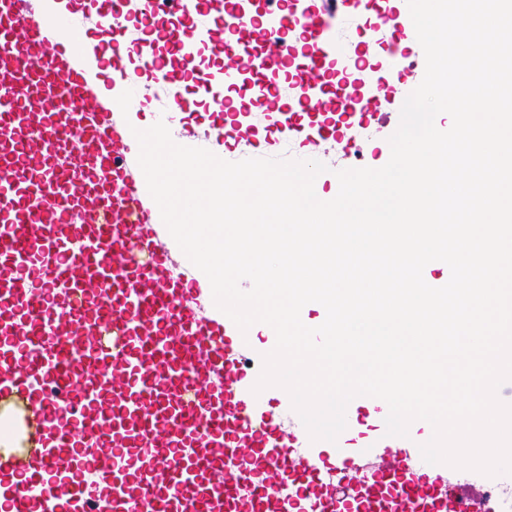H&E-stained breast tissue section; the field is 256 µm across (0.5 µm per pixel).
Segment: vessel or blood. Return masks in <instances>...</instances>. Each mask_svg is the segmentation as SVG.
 I'll return each instance as SVG.
<instances>
[{"label":"vessel or blood","mask_w":512,"mask_h":512,"mask_svg":"<svg viewBox=\"0 0 512 512\" xmlns=\"http://www.w3.org/2000/svg\"><path fill=\"white\" fill-rule=\"evenodd\" d=\"M89 9L108 34L78 55L65 28ZM339 19L373 29L369 54ZM416 44L406 0H0V402L28 446L0 454L6 512H512L467 493L477 472L422 460L431 430L387 435L381 399H352L333 443L282 425L288 393L252 391L275 333L258 348L220 310L199 318L212 291L171 276L177 244L116 122L135 64L177 112L223 105L225 137H255L264 107L267 130L312 144L358 121L385 140ZM225 137L201 146L223 156ZM367 406L374 433L348 446ZM160 445L172 459L147 456ZM91 461L102 485L78 479Z\"/></svg>","instance_id":"1"}]
</instances>
